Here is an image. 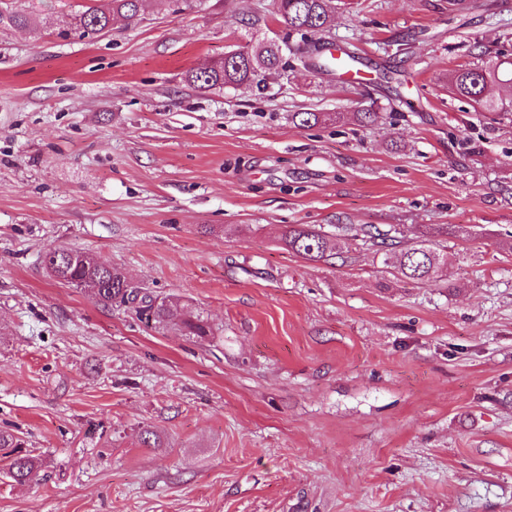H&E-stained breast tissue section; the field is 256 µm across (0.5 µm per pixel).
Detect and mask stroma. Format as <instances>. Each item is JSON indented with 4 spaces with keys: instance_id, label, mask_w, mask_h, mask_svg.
Segmentation results:
<instances>
[{
    "instance_id": "35a3bbf8",
    "label": "stroma",
    "mask_w": 512,
    "mask_h": 512,
    "mask_svg": "<svg viewBox=\"0 0 512 512\" xmlns=\"http://www.w3.org/2000/svg\"><path fill=\"white\" fill-rule=\"evenodd\" d=\"M333 0L321 38L372 65L265 87L187 72L285 40L274 0H152L81 38L85 0L0 26V512H512V86L475 110L455 71L512 59V0ZM374 118H366V111ZM298 112L329 121L299 125ZM291 224L435 239L437 286L357 240L311 262ZM166 299L147 326L53 279L55 247ZM189 310L213 334L186 336ZM157 430L162 445L140 443ZM24 440L18 435L0 430V450H8L3 457L10 460L8 473L19 484H24L36 478L42 467L41 460L28 453Z\"/></svg>"
}]
</instances>
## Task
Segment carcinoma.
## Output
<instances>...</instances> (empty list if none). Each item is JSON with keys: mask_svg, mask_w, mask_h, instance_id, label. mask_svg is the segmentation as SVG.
Returning a JSON list of instances; mask_svg holds the SVG:
<instances>
[{"mask_svg": "<svg viewBox=\"0 0 512 512\" xmlns=\"http://www.w3.org/2000/svg\"><path fill=\"white\" fill-rule=\"evenodd\" d=\"M147 0H98V4L85 7L75 23L83 35L100 34L112 27L115 17L133 21L143 14ZM331 0H276L277 11L290 30L301 34V42L277 43L269 39L250 40L244 46H234L235 54L210 66L193 71L188 81L194 87L211 89L226 86H248L258 82L257 76L276 73L288 67V57L303 67L321 72L336 71L335 53L349 60L354 55L348 50L313 40L311 36L324 31L328 22ZM20 26L27 18L0 0V25ZM512 67V60L489 61L480 66L459 70L451 79L453 90L485 111H496L499 105L488 98L489 84L501 79ZM397 229H382L374 224L353 229L351 237L376 248L383 263H393L401 278L421 284L433 283L440 278L442 263L434 244L425 240L403 248L395 236ZM284 246L310 261L328 260L335 255L333 237L306 224L288 227L281 238ZM44 263L55 279L75 287H86L94 300L109 307L113 304L131 305L138 317L154 328L165 326L169 319V305L146 292L129 286L124 274L117 268L103 265L88 255L68 248H54L45 254ZM185 335L204 338L212 328L204 317L193 311L185 313L181 322ZM0 450L10 460L8 473L19 484L36 478L42 467L41 460L25 450V442L18 435L0 430Z\"/></svg>", "mask_w": 512, "mask_h": 512, "instance_id": "1", "label": "carcinoma"}]
</instances>
